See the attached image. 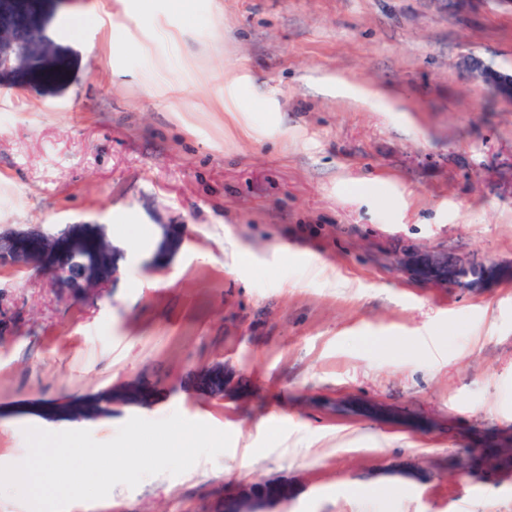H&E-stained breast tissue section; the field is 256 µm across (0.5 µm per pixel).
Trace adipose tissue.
<instances>
[{
	"label": "adipose tissue",
	"mask_w": 512,
	"mask_h": 512,
	"mask_svg": "<svg viewBox=\"0 0 512 512\" xmlns=\"http://www.w3.org/2000/svg\"><path fill=\"white\" fill-rule=\"evenodd\" d=\"M45 410L41 407H25L22 420L46 425L47 431L28 448L26 454L17 458L6 477V482L26 496L59 503L71 501L74 490L67 478L57 469L59 459L82 441L81 430L68 420L46 423Z\"/></svg>",
	"instance_id": "ef3b65f1"
}]
</instances>
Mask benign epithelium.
I'll list each match as a JSON object with an SVG mask.
<instances>
[{"label": "benign epithelium", "instance_id": "7a95c632", "mask_svg": "<svg viewBox=\"0 0 512 512\" xmlns=\"http://www.w3.org/2000/svg\"><path fill=\"white\" fill-rule=\"evenodd\" d=\"M72 2L74 0H0V75H10L22 82L45 84H57L65 79L67 63L59 54L56 55L59 73L51 78L33 77L21 64V59L48 43L42 34L43 22L59 6ZM467 69L472 78L481 81L496 96L512 101L511 74L476 60L470 61ZM78 233L76 229L53 237L35 226L0 233V266L20 267L31 261L38 263L44 258L48 264L46 273L59 287L72 294L94 295L103 290L107 279L91 262L83 261L63 278L55 275V254L72 249ZM395 265L411 278L438 288H477L501 274V267L493 262L475 268L450 264L447 257L436 253L418 255L406 251L396 257ZM230 499L235 512H277L288 503V486L284 484L279 493L269 495L257 484L241 485Z\"/></svg>", "mask_w": 512, "mask_h": 512}]
</instances>
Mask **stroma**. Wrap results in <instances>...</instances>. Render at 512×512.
<instances>
[{"label": "stroma", "mask_w": 512, "mask_h": 512, "mask_svg": "<svg viewBox=\"0 0 512 512\" xmlns=\"http://www.w3.org/2000/svg\"><path fill=\"white\" fill-rule=\"evenodd\" d=\"M47 28L65 82L0 78V232L98 224L118 271L87 301L0 269V473L37 434L11 408L96 397L102 478L67 457L78 504L0 512H208L261 482L292 486L285 512H512V478L462 455L512 444V279L394 265L512 267V102L460 65L512 74V9L79 0ZM398 269L417 281L429 283L438 288L456 286L477 288L501 274V267L489 263L479 268L463 264H449L448 256L436 253L418 255L405 251L394 260Z\"/></svg>", "instance_id": "obj_1"}]
</instances>
